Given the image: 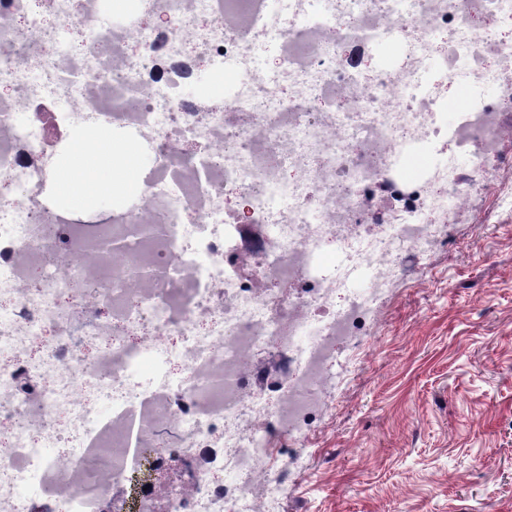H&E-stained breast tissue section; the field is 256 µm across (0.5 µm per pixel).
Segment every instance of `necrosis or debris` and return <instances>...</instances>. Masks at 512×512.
<instances>
[{
    "instance_id": "4bbe7bcc",
    "label": "necrosis or debris",
    "mask_w": 512,
    "mask_h": 512,
    "mask_svg": "<svg viewBox=\"0 0 512 512\" xmlns=\"http://www.w3.org/2000/svg\"><path fill=\"white\" fill-rule=\"evenodd\" d=\"M105 2L0 0V512L148 503L136 465L174 460L161 512H279L341 349L512 166V0ZM389 39L388 66L356 54ZM223 69V99L182 96ZM457 85L496 92L451 119ZM90 121L155 164L136 207L78 220L44 159ZM419 143L467 165L408 177Z\"/></svg>"
}]
</instances>
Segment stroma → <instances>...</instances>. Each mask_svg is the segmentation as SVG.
Here are the masks:
<instances>
[{
    "mask_svg": "<svg viewBox=\"0 0 512 512\" xmlns=\"http://www.w3.org/2000/svg\"><path fill=\"white\" fill-rule=\"evenodd\" d=\"M443 233L343 351L282 512H512V223L482 196Z\"/></svg>",
    "mask_w": 512,
    "mask_h": 512,
    "instance_id": "obj_1",
    "label": "stroma"
}]
</instances>
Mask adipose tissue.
Masks as SVG:
<instances>
[{
	"label": "adipose tissue",
	"mask_w": 512,
	"mask_h": 512,
	"mask_svg": "<svg viewBox=\"0 0 512 512\" xmlns=\"http://www.w3.org/2000/svg\"><path fill=\"white\" fill-rule=\"evenodd\" d=\"M139 148L136 144H117L103 137L97 125L72 146L55 166V188L65 199L89 205L107 195L141 189L135 179Z\"/></svg>",
	"instance_id": "obj_1"
}]
</instances>
